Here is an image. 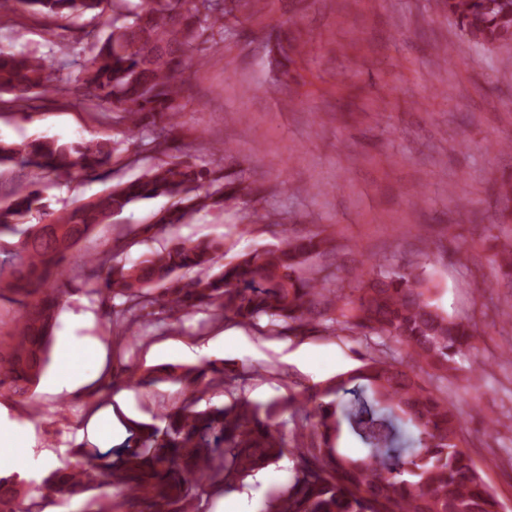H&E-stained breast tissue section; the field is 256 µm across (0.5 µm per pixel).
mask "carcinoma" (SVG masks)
Returning <instances> with one entry per match:
<instances>
[{
    "label": "carcinoma",
    "instance_id": "carcinoma-1",
    "mask_svg": "<svg viewBox=\"0 0 512 512\" xmlns=\"http://www.w3.org/2000/svg\"><path fill=\"white\" fill-rule=\"evenodd\" d=\"M106 0H0V30L13 16H98ZM142 0L131 22L114 17L109 33L89 37L85 58L66 62L0 47V92L24 105L48 91L75 89L96 105L121 106L131 133L153 125L150 150L172 149L166 127L181 108V74L187 46L198 30H212L224 15V0ZM448 15L481 46L512 44V0H445ZM150 124H145V121ZM117 148L108 142L60 143L35 139L0 142V164L27 176L82 173L96 176L111 165ZM45 184L32 180L0 200V302L17 306L8 339L0 338V390L29 402L32 421L40 420L33 387L49 361L56 314L62 306L65 264L107 269L90 289L119 299L105 327L117 319L135 323L148 310L160 319L181 321L189 310L212 306L227 322L267 321L276 334L356 329L368 352L359 365L303 391L288 403L261 405L236 400L197 409L199 385L239 387L244 374L215 364L163 366L141 377L143 383L172 380L188 394L161 424L136 423L134 446L105 456L101 468L112 478L117 498L99 502L95 512H128L140 502L149 512H194L193 502L207 487L230 490L255 472L277 463L286 451L278 416L294 423L292 452L299 474L274 491L265 512H502V504L482 479L468 448L459 408L448 399V372L476 346V330L435 303L436 286L412 268L385 272L373 261L349 293L329 286L312 261L335 257L339 245L318 233L291 235L281 246L218 264L222 243L175 241L130 265H113L107 253L83 255L80 242L133 204L159 196L172 207L141 225L148 237L184 224L205 209H224L241 196L259 195L214 162L199 164L174 157L140 177L118 183L96 199L76 204L51 218L47 235L20 227L40 208ZM501 210L512 209V182L495 192ZM404 348L388 355L391 343ZM91 469L59 467L42 481L53 495L70 500L91 488ZM16 477H0V512H43L35 497L20 496Z\"/></svg>",
    "mask_w": 512,
    "mask_h": 512
}]
</instances>
